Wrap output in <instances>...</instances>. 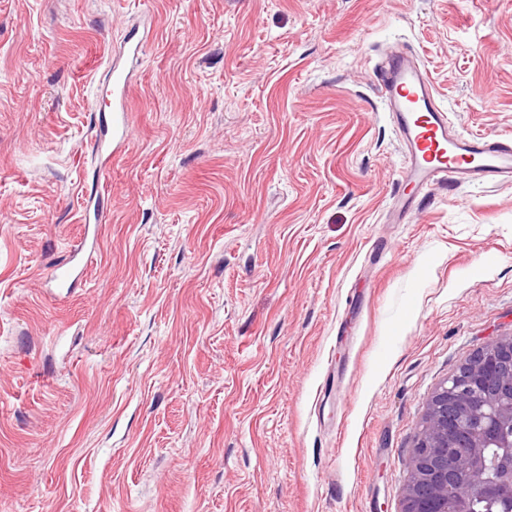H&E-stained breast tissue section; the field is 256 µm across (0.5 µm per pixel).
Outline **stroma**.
<instances>
[{"label":"stroma","instance_id":"obj_1","mask_svg":"<svg viewBox=\"0 0 512 512\" xmlns=\"http://www.w3.org/2000/svg\"><path fill=\"white\" fill-rule=\"evenodd\" d=\"M396 48L459 134L512 132V0H0V512H401L428 398L512 336V182L395 219ZM142 52V42L127 43L120 56H114L108 63L110 75L107 87L111 96L109 110L106 112L97 108L95 111L99 112L98 123L104 130L106 128L105 134L96 143L97 158L102 169H106L112 163V158L131 139V129L126 122L125 112L131 110V90L136 79L133 62L139 60ZM129 58L131 66H127L125 62ZM109 130L110 135L107 138Z\"/></svg>","mask_w":512,"mask_h":512}]
</instances>
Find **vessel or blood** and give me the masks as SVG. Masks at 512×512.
<instances>
[{
  "instance_id": "b4317fda",
  "label": "vessel or blood",
  "mask_w": 512,
  "mask_h": 512,
  "mask_svg": "<svg viewBox=\"0 0 512 512\" xmlns=\"http://www.w3.org/2000/svg\"><path fill=\"white\" fill-rule=\"evenodd\" d=\"M142 52V43L128 44L108 64L111 101L108 110L98 115L99 124L107 130L96 143L100 167H108L131 138L126 114L136 79L133 63ZM375 78L401 137L403 177L417 190L446 182L512 181V135L465 137L455 133L416 59L394 53Z\"/></svg>"
}]
</instances>
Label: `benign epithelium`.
<instances>
[{"instance_id":"1","label":"benign epithelium","mask_w":512,"mask_h":512,"mask_svg":"<svg viewBox=\"0 0 512 512\" xmlns=\"http://www.w3.org/2000/svg\"><path fill=\"white\" fill-rule=\"evenodd\" d=\"M488 448L512 457V336L464 358L433 392L413 445L401 512H468L475 498L494 500L500 482L488 471Z\"/></svg>"}]
</instances>
